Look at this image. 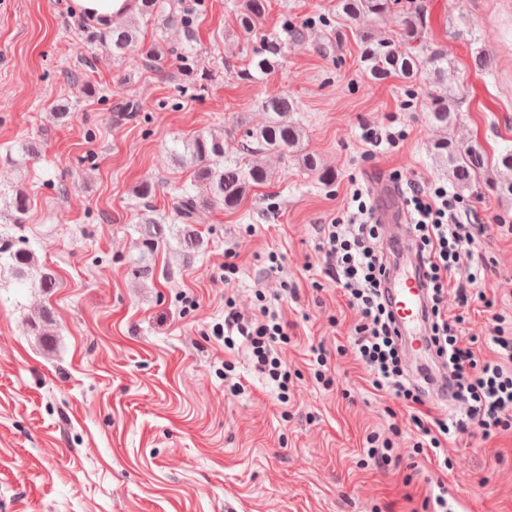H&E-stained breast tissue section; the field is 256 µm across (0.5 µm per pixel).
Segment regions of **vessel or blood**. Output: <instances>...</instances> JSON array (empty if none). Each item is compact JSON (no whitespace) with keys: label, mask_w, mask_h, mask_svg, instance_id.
<instances>
[{"label":"vessel or blood","mask_w":512,"mask_h":512,"mask_svg":"<svg viewBox=\"0 0 512 512\" xmlns=\"http://www.w3.org/2000/svg\"><path fill=\"white\" fill-rule=\"evenodd\" d=\"M390 243V272L384 296L394 314L404 341L405 361L410 375L433 400H445L447 378L429 344L427 331L428 302L419 260L410 242L408 226L399 202H392L380 214Z\"/></svg>","instance_id":"1"}]
</instances>
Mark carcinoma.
Masks as SVG:
<instances>
[{
    "label": "carcinoma",
    "mask_w": 512,
    "mask_h": 512,
    "mask_svg": "<svg viewBox=\"0 0 512 512\" xmlns=\"http://www.w3.org/2000/svg\"><path fill=\"white\" fill-rule=\"evenodd\" d=\"M130 8L119 15V19L104 24L91 18H81L79 28L93 40L109 48L112 56L126 58L132 52H140L148 65L159 68L174 58L179 63L182 75L192 77L190 59L194 57L193 41L196 36V13L182 5V0H128ZM268 9V0H239L237 24L248 37L256 40L248 67L235 75L245 82H255L282 70L288 44L275 37L259 34L262 19ZM337 10L342 19L358 25L366 18L394 14L398 31L390 37H378L364 28L355 30L361 45V62L365 72L375 82L391 77L414 79L425 73L432 81L429 92L428 118L441 131V137L432 147L436 163L448 169V177L460 195L472 194L479 188H489L499 195H512V149H505L497 156H490L476 139L466 144L459 143L450 131L460 120L463 104L462 92L456 90L451 81L454 67L448 57L439 51L424 54L414 46L423 42L428 33L424 6L418 0H337ZM153 23L155 35L150 44L142 39V26ZM169 26L183 30L184 42L178 46L166 43L161 31ZM263 109L269 121L259 128L243 131L241 142L242 159H230L224 153V137L212 131H198L181 140V147L174 149L180 165L190 169L191 179L208 190L205 198L179 188L174 210L176 219L170 221L163 215L144 214L139 223L141 255L138 259L137 275L149 274L147 259L160 247L177 239L186 242L185 230L202 220L208 209L236 208L254 187L265 185L273 178L265 166L250 157L262 153H276L282 157H293L298 164L311 173L320 174L326 182L331 175L322 168L317 159L300 153L304 137L303 127L294 117L298 111L296 103L285 95L266 98ZM117 121H124L141 111L138 101L125 96L117 99L111 108ZM20 158L14 165L20 169L40 158L37 143L28 142L20 147ZM28 211V196L22 184L12 189H0V217H8L12 224L25 223ZM183 228H177V225ZM20 280L38 273L40 285L50 281L47 274L38 270L32 252L28 249L12 250L0 248V257Z\"/></svg>",
    "instance_id": "cac0c4a2"
}]
</instances>
